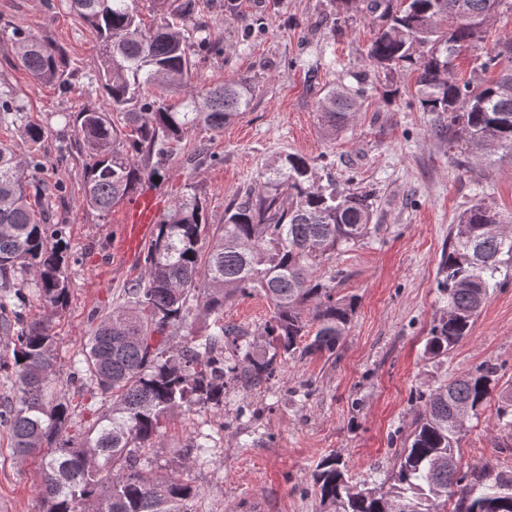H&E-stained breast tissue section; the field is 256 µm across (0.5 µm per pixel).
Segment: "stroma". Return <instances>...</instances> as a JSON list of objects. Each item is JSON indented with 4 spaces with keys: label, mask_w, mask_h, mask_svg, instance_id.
I'll use <instances>...</instances> for the list:
<instances>
[{
    "label": "stroma",
    "mask_w": 512,
    "mask_h": 512,
    "mask_svg": "<svg viewBox=\"0 0 512 512\" xmlns=\"http://www.w3.org/2000/svg\"><path fill=\"white\" fill-rule=\"evenodd\" d=\"M195 2L192 24L222 52L193 56L192 88L243 77L253 99L223 130L192 127L173 144L152 180L163 209L192 184L205 197L208 223H223L230 200L257 186L273 158L298 154L318 160L337 186L372 190L373 228L319 269L322 277L337 275L338 295L356 300L336 354L288 358L261 385L229 386L222 408L174 410L159 444L143 450V470L195 485L193 512H322L312 478L322 459L340 458L353 481H383L431 390L486 363L501 384L512 383V267L490 289L469 337L445 356L425 351L444 305L439 269L459 215L481 201L512 220V156L499 151L462 163L446 117L421 108L414 72L370 60L381 22L365 9L340 0H237L229 13L224 0ZM17 30L66 49L68 88L37 81L21 66L12 41ZM100 64L93 31L62 0H0V86L44 130L34 142L22 126L1 120L0 142L41 158L42 204L67 227L66 308L50 313L31 289L25 309L27 319L52 320L61 393L82 357L92 314L111 311L144 274L143 254L118 249L125 205L102 216L84 202L87 156L74 117L109 106L97 80ZM338 84L362 108L332 136L318 120V101ZM499 405L491 392L468 418L461 469L488 462L512 473V432L500 424ZM199 434L206 448L186 453ZM39 481L37 460L16 459L0 426V512H39Z\"/></svg>",
    "instance_id": "stroma-1"
}]
</instances>
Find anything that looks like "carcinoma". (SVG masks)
Here are the masks:
<instances>
[{
    "instance_id": "cac0c4a2",
    "label": "carcinoma",
    "mask_w": 512,
    "mask_h": 512,
    "mask_svg": "<svg viewBox=\"0 0 512 512\" xmlns=\"http://www.w3.org/2000/svg\"><path fill=\"white\" fill-rule=\"evenodd\" d=\"M92 28L102 46L98 81L111 109L85 108L76 122L90 162L84 201L108 213L136 190L144 176L159 174L168 143L204 125L221 130L246 112L253 87L246 80L202 94L186 93L177 106L145 96L163 81L187 89L190 57L221 52L195 28L194 0H176L151 30L138 21L136 0H65ZM512 0H367L383 21L368 55L380 66L405 64L416 74L425 112L448 115L465 153L482 158L512 153V36L481 56L492 81H461L454 61L476 48L503 6ZM18 60L32 77L65 88L64 48L16 31ZM343 85L329 88L319 120L332 134L357 112ZM123 114L115 124L112 112ZM25 106L0 89V114L23 123L35 141L42 128L25 123ZM41 160L23 161L0 143V332L13 336L7 366L16 398L0 404V425L14 453L40 459L42 512H192L196 486L179 479L151 480L141 472V451L154 446L168 414L178 408L224 405V387L269 379L282 358L330 355L342 345L353 299L317 275L321 262L353 247L370 233L372 192L322 186L314 160L296 154L273 159L256 190L236 196L224 223L204 219L205 199L192 186L163 213L145 256L146 274L123 291V302L102 316L85 344L84 359L69 376L73 392L58 394L56 337L50 323L27 320L24 289L35 288L57 310L68 297L66 226L52 224L38 199L45 188L30 171ZM503 218L483 203L466 209L450 234L442 264L446 308L433 325L425 351L446 355L471 335L490 281L512 261V235L496 231ZM262 296L269 308L261 338L224 321L232 298ZM201 316L212 327L189 331ZM316 325L312 340L309 324ZM496 367L484 364L431 392L409 441L398 455L388 488L352 483L339 458L323 459L312 478L324 512H512V474L489 463L466 472L448 468L457 456L461 412L474 413L497 387ZM498 419L512 429V388L499 394ZM107 413L72 429L73 415L97 401Z\"/></svg>"
}]
</instances>
